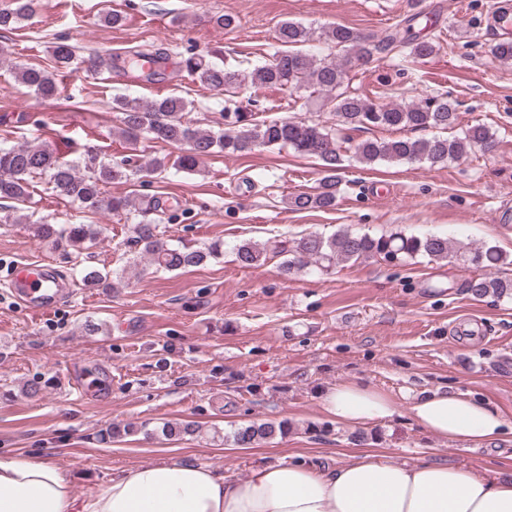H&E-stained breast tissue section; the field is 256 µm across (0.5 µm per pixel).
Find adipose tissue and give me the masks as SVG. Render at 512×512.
I'll use <instances>...</instances> for the list:
<instances>
[{
    "label": "adipose tissue",
    "instance_id": "adipose-tissue-1",
    "mask_svg": "<svg viewBox=\"0 0 512 512\" xmlns=\"http://www.w3.org/2000/svg\"><path fill=\"white\" fill-rule=\"evenodd\" d=\"M320 407L349 428L397 413L388 394L358 381L336 383ZM408 413L426 434L449 441L491 440L505 425L495 407L460 391L413 397ZM0 512H512V473L480 474L432 460L399 463L370 450L335 467L289 454L254 467L244 479L161 461L113 475L81 503L54 460L15 456L0 458Z\"/></svg>",
    "mask_w": 512,
    "mask_h": 512
}]
</instances>
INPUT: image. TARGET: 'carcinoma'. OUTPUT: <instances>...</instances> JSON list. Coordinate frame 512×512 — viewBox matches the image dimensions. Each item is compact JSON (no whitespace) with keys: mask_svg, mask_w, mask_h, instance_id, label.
I'll use <instances>...</instances> for the list:
<instances>
[{"mask_svg":"<svg viewBox=\"0 0 512 512\" xmlns=\"http://www.w3.org/2000/svg\"><path fill=\"white\" fill-rule=\"evenodd\" d=\"M30 10L29 0H16V7L0 12V30H8L24 19ZM412 19H404L374 38H363L345 25H337L324 32L326 44L340 51V55H317L301 50L310 41L307 29L298 22L285 20L278 26L279 41L287 47L276 51L272 58L256 65L219 66L201 54L184 60L189 74L203 86L235 97L250 88L258 91L266 87H280L295 93L308 91L317 95L321 106L330 108L334 123L330 126L312 121L288 119H261L255 112L239 109L224 112V128L213 131L202 127L192 116L183 98L167 95L142 102L137 98L119 97L113 108L121 112V136L134 145L147 135L157 143L177 146L181 150L176 166L186 172L199 169L204 161L216 153L234 155L261 147H289L323 162L328 175L312 192H301L290 197L289 205L297 211L331 210L336 206L340 192V170L348 151L351 158L364 165L380 161L393 163H445L467 158L477 147L490 148L495 134L484 124H471L450 138L434 135L430 138L396 137L389 140L367 139L354 147L342 136L346 129H382L392 132L448 130L459 125L454 101L446 98H427L418 103L385 104L364 98L351 90L350 72L354 62L366 63L382 54L395 53L406 58L426 59L440 49L438 36L411 34ZM491 54L502 62L512 61V41L501 40L490 46ZM56 68H73L75 54L64 42L54 46ZM156 65L164 62L159 52L134 49L128 52L124 63L139 70L142 63ZM15 79L42 98L57 93L53 73L39 66H11ZM127 161L113 164L102 161L99 154L86 151L81 164L75 166L60 158L46 144L0 148V201L24 202L30 196L31 180L36 175L49 176L54 191L62 198L91 211L104 210L112 215L133 212L145 217L157 211L160 202L155 198L135 200L128 196L106 197L101 186L128 179ZM35 233L42 241L65 239L78 247L94 240V231L88 224L35 225ZM134 243L150 265L157 269L176 271L200 266L222 254V244L214 242L204 248L173 245L159 237L157 225L139 222L134 225ZM285 256L282 269L285 274L319 272L327 274L341 262H357L380 258L390 263H405L417 257L431 261L453 259L463 265L481 270V274L467 282L468 294L475 298L493 296L512 298V278L500 276L507 258L494 246L471 243H450L437 235L407 236L402 233L372 235L340 230L325 237L308 234L292 241L274 240L264 244L242 242L235 248V260L243 267H251L267 259L268 255ZM83 283L98 288H114L118 279L112 271L91 268L83 276ZM138 431L132 423L112 425L100 435V441ZM293 431L286 420L251 422L232 432V441L238 448L283 438ZM200 432L194 421L167 422L161 429L166 437L193 436Z\"/></svg>","mask_w":512,"mask_h":512,"instance_id":"carcinoma-1","label":"carcinoma"}]
</instances>
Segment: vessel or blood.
Here are the masks:
<instances>
[{
  "instance_id": "1",
  "label": "vessel or blood",
  "mask_w": 512,
  "mask_h": 512,
  "mask_svg": "<svg viewBox=\"0 0 512 512\" xmlns=\"http://www.w3.org/2000/svg\"><path fill=\"white\" fill-rule=\"evenodd\" d=\"M488 27L491 39L501 40L512 36V0H494ZM7 280L14 299L32 313L56 308L68 296L67 289L46 264L16 265Z\"/></svg>"
}]
</instances>
